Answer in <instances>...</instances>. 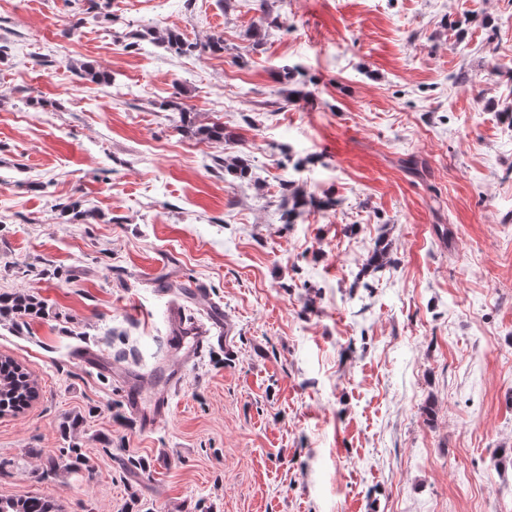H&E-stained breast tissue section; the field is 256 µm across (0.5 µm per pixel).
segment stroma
I'll use <instances>...</instances> for the list:
<instances>
[{"mask_svg":"<svg viewBox=\"0 0 512 512\" xmlns=\"http://www.w3.org/2000/svg\"><path fill=\"white\" fill-rule=\"evenodd\" d=\"M165 28L224 52L146 39ZM87 62L114 83L81 80ZM167 100L231 140L182 131ZM243 152L257 180L225 173ZM288 180L333 207L283 223ZM382 238L393 264L362 273ZM13 293L47 313L0 320V355L39 386L0 417L2 498L512 512V0H0ZM179 298L220 309L224 343L145 430L117 371L152 395ZM152 40L167 51L176 54H187L193 52H209L212 55H219L224 52V39L221 36H212L205 43L191 42L186 39L178 30L166 28L162 31L151 32Z\"/></svg>","mask_w":512,"mask_h":512,"instance_id":"35a3bbf8","label":"stroma"}]
</instances>
